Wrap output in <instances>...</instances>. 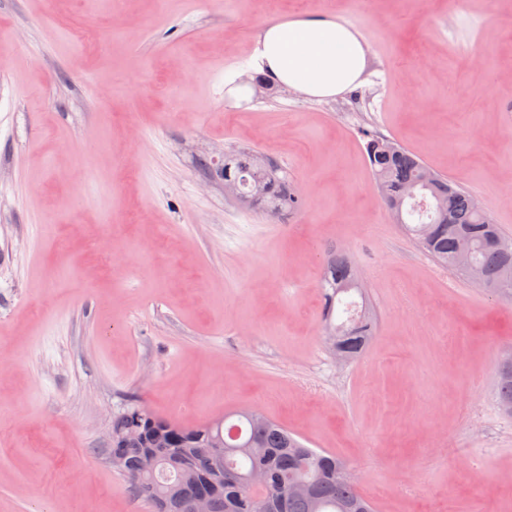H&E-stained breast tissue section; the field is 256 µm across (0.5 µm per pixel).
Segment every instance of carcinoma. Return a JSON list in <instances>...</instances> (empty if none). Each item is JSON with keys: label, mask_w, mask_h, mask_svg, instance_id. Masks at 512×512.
Listing matches in <instances>:
<instances>
[{"label": "carcinoma", "mask_w": 512, "mask_h": 512, "mask_svg": "<svg viewBox=\"0 0 512 512\" xmlns=\"http://www.w3.org/2000/svg\"><path fill=\"white\" fill-rule=\"evenodd\" d=\"M368 165L384 206L396 207L400 226L439 265L462 272L456 261L463 239L471 243L470 262L481 284L512 298V247L490 214L477 212L471 193L449 178L433 173L413 153L399 147L390 154L388 139L365 136ZM256 151L241 149L224 158V181L241 191L240 202L263 212L301 209L302 195L277 175V166L258 174ZM357 269L343 251L328 256L324 271L327 331L341 329L337 352L354 358L377 332V317L352 294L362 293ZM497 399L512 416V355L497 374ZM131 404L112 423L109 454L119 462L133 493L154 512H193L197 498L211 499L214 512H374L359 492L347 464L334 454L309 448L275 420L258 422L243 410L237 421H214L194 432L158 414L139 416ZM270 476L261 496L237 483L236 476L255 467Z\"/></svg>", "instance_id": "cac0c4a2"}]
</instances>
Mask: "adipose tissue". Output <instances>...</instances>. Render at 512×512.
Here are the masks:
<instances>
[{
    "mask_svg": "<svg viewBox=\"0 0 512 512\" xmlns=\"http://www.w3.org/2000/svg\"><path fill=\"white\" fill-rule=\"evenodd\" d=\"M250 66L296 94L325 100L360 86L370 58L357 30L322 16H303L266 23Z\"/></svg>",
    "mask_w": 512,
    "mask_h": 512,
    "instance_id": "adipose-tissue-1",
    "label": "adipose tissue"
}]
</instances>
